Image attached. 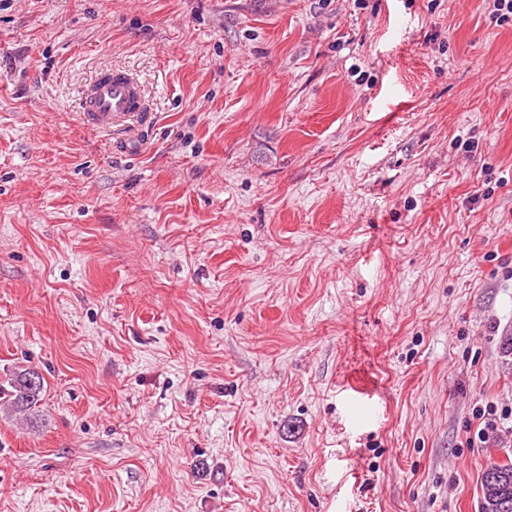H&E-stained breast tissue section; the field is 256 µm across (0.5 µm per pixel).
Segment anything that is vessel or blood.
Listing matches in <instances>:
<instances>
[{"label": "vessel or blood", "mask_w": 512, "mask_h": 512, "mask_svg": "<svg viewBox=\"0 0 512 512\" xmlns=\"http://www.w3.org/2000/svg\"><path fill=\"white\" fill-rule=\"evenodd\" d=\"M90 125L110 128L144 114L143 92L138 82L122 70H100L81 98Z\"/></svg>", "instance_id": "b4317fda"}]
</instances>
